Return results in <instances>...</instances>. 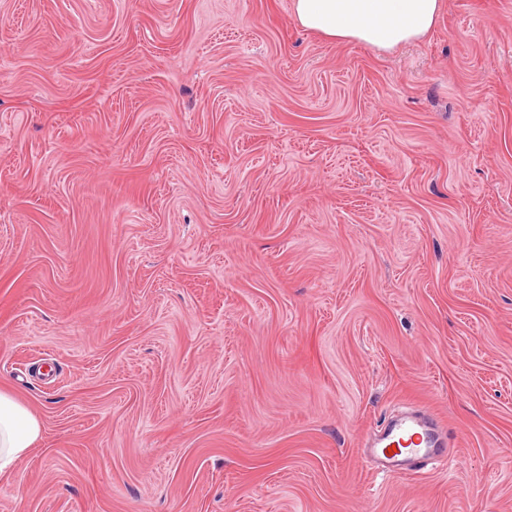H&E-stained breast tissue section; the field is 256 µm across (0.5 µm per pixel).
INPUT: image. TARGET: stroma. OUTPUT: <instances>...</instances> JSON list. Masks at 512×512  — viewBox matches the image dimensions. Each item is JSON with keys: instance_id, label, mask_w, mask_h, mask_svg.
Listing matches in <instances>:
<instances>
[{"instance_id": "35a3bbf8", "label": "stroma", "mask_w": 512, "mask_h": 512, "mask_svg": "<svg viewBox=\"0 0 512 512\" xmlns=\"http://www.w3.org/2000/svg\"><path fill=\"white\" fill-rule=\"evenodd\" d=\"M0 388V512H512V0H0ZM442 0H292L304 30L381 51L424 38L434 27ZM42 432L40 418L8 390L0 389V476L13 470ZM385 447L379 453L376 448L371 449V455L377 464L378 473L390 474L403 469L408 461H443L448 466L446 452L439 453L435 448H446L438 443L434 434L418 419L405 416L400 423L391 429L384 439Z\"/></svg>"}]
</instances>
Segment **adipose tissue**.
Wrapping results in <instances>:
<instances>
[{
    "instance_id": "adipose-tissue-1",
    "label": "adipose tissue",
    "mask_w": 512,
    "mask_h": 512,
    "mask_svg": "<svg viewBox=\"0 0 512 512\" xmlns=\"http://www.w3.org/2000/svg\"><path fill=\"white\" fill-rule=\"evenodd\" d=\"M442 0H292L298 25L336 42H358L391 51L424 38ZM40 418L0 389V476L13 470L41 439Z\"/></svg>"
}]
</instances>
